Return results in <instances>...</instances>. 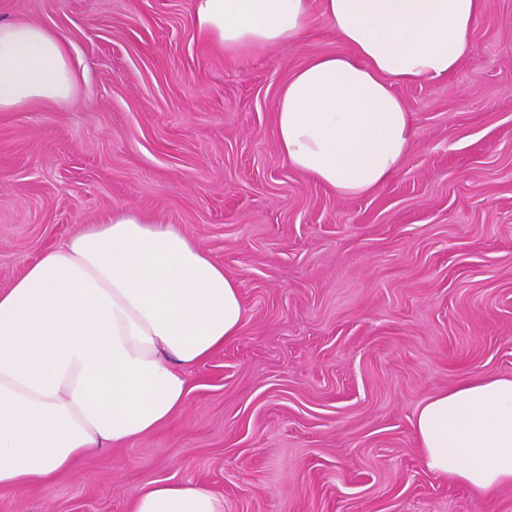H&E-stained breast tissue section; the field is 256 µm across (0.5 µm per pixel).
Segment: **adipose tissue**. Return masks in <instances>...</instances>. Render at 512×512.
<instances>
[{
    "mask_svg": "<svg viewBox=\"0 0 512 512\" xmlns=\"http://www.w3.org/2000/svg\"><path fill=\"white\" fill-rule=\"evenodd\" d=\"M493 0H322L344 54L309 57L282 85L277 148L330 193L377 191L416 140L397 82H438L471 50ZM193 30L236 55L300 41L308 0H192ZM68 44L0 22V112L72 104ZM235 278L179 227L113 207L0 289V489L47 486L92 448H118L187 404L190 370L241 333ZM413 431L426 467L485 490L512 484V377L431 394ZM130 512H224L204 486L155 482Z\"/></svg>",
    "mask_w": 512,
    "mask_h": 512,
    "instance_id": "obj_1",
    "label": "adipose tissue"
}]
</instances>
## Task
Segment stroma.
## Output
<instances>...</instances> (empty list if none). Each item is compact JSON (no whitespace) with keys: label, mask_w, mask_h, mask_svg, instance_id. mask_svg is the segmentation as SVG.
<instances>
[{"label":"stroma","mask_w":512,"mask_h":512,"mask_svg":"<svg viewBox=\"0 0 512 512\" xmlns=\"http://www.w3.org/2000/svg\"><path fill=\"white\" fill-rule=\"evenodd\" d=\"M301 41L227 56L191 0H0L48 26L80 75L69 106L0 112V289L117 205L178 225L240 286V335L195 366L169 424L91 449L0 512H129L192 481L224 512H512L423 465L429 395L512 377V0H494L448 78L394 86L419 130L395 177L338 198L274 137L278 92L341 54L309 0Z\"/></svg>","instance_id":"35a3bbf8"}]
</instances>
